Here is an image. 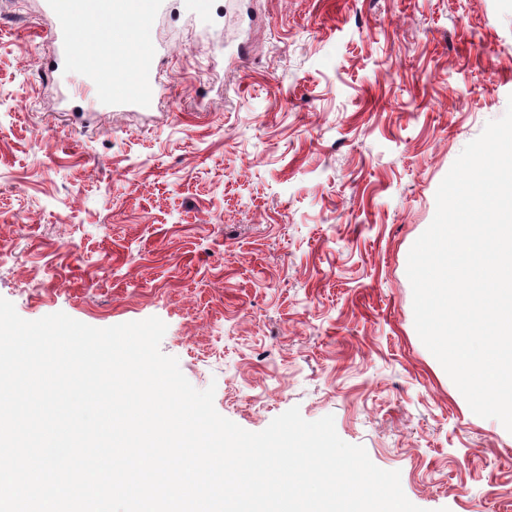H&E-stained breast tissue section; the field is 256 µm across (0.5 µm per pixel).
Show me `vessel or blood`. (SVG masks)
<instances>
[{
    "instance_id": "b4317fda",
    "label": "vessel or blood",
    "mask_w": 512,
    "mask_h": 512,
    "mask_svg": "<svg viewBox=\"0 0 512 512\" xmlns=\"http://www.w3.org/2000/svg\"><path fill=\"white\" fill-rule=\"evenodd\" d=\"M167 9V0H43V12L51 19L46 31L54 49L51 70L68 69L75 58H83L91 63V85L111 84L113 107L151 110L158 94L161 47L147 45L138 63L130 67L125 59L136 39L134 30H126L109 43L90 36L80 44L75 35L80 31L90 34L107 21L120 24L135 19L144 24Z\"/></svg>"
}]
</instances>
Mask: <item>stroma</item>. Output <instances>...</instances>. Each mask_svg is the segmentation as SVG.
I'll return each mask as SVG.
<instances>
[{"label": "stroma", "mask_w": 512, "mask_h": 512, "mask_svg": "<svg viewBox=\"0 0 512 512\" xmlns=\"http://www.w3.org/2000/svg\"><path fill=\"white\" fill-rule=\"evenodd\" d=\"M41 0H0V297L24 319L158 317L163 353L251 432L291 407L401 474L424 512H512V433L420 340L409 251L462 149L512 102V0H183L155 111L84 59L48 70Z\"/></svg>", "instance_id": "obj_1"}]
</instances>
